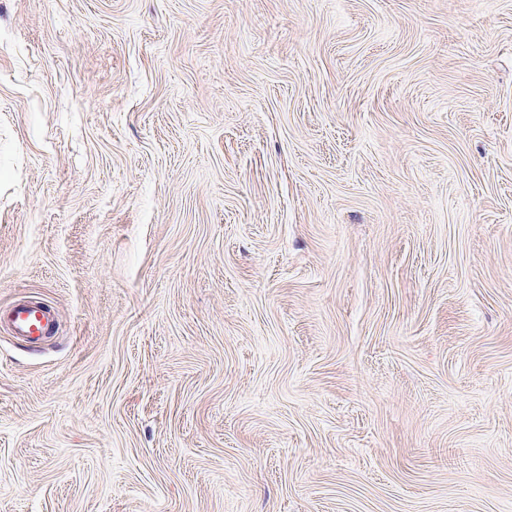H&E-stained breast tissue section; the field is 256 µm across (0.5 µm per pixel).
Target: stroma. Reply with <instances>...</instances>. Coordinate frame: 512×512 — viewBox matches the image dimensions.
<instances>
[{
	"label": "stroma",
	"instance_id": "35a3bbf8",
	"mask_svg": "<svg viewBox=\"0 0 512 512\" xmlns=\"http://www.w3.org/2000/svg\"><path fill=\"white\" fill-rule=\"evenodd\" d=\"M0 512H512V0H0ZM4 322L14 337L26 343L37 344L52 331L54 316L43 305L20 301L5 314Z\"/></svg>",
	"mask_w": 512,
	"mask_h": 512
}]
</instances>
